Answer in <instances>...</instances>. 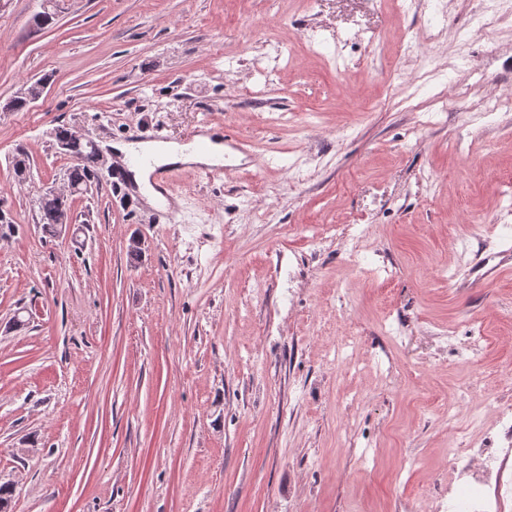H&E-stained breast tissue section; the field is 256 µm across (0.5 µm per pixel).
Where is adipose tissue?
<instances>
[{"instance_id": "adipose-tissue-1", "label": "adipose tissue", "mask_w": 512, "mask_h": 512, "mask_svg": "<svg viewBox=\"0 0 512 512\" xmlns=\"http://www.w3.org/2000/svg\"><path fill=\"white\" fill-rule=\"evenodd\" d=\"M116 153L142 157L143 165L134 170L133 181L150 203L163 199L162 193L152 183L151 176L156 167L164 165H219L224 161L222 136L215 131H204L195 137L194 143H140L137 145L117 142Z\"/></svg>"}]
</instances>
